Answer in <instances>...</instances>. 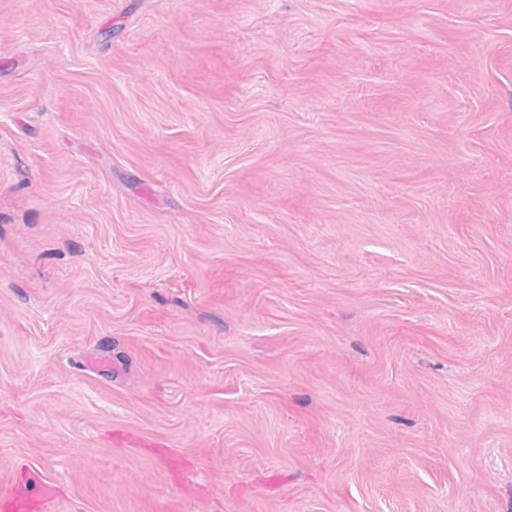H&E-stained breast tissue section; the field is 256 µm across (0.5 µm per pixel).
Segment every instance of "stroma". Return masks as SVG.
<instances>
[{
    "mask_svg": "<svg viewBox=\"0 0 512 512\" xmlns=\"http://www.w3.org/2000/svg\"><path fill=\"white\" fill-rule=\"evenodd\" d=\"M22 466L48 512H512V0H0Z\"/></svg>",
    "mask_w": 512,
    "mask_h": 512,
    "instance_id": "obj_1",
    "label": "stroma"
}]
</instances>
